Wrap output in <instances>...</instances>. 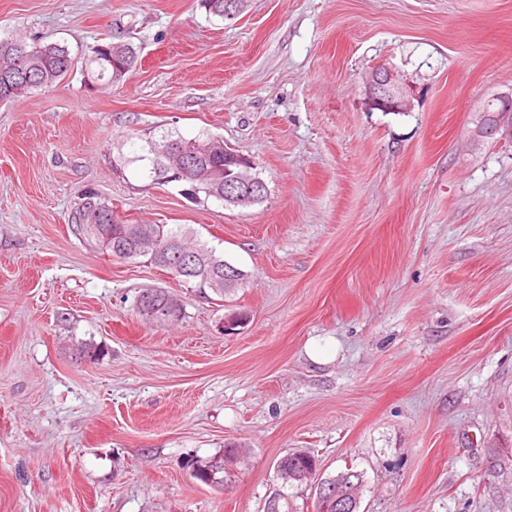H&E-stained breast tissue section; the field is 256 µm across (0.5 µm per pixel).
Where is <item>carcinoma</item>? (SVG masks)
Here are the masks:
<instances>
[{
    "mask_svg": "<svg viewBox=\"0 0 512 512\" xmlns=\"http://www.w3.org/2000/svg\"><path fill=\"white\" fill-rule=\"evenodd\" d=\"M108 51H96L95 55L84 56V78L87 84L112 86L122 81L136 68L138 47L130 34L116 36V39L102 43ZM74 67V56L65 45L57 42L29 41L24 37L4 40L0 46V102H11L34 89L48 87L68 75ZM142 144L134 151V156L124 160V166L139 164L140 175L153 184L165 177L171 157L159 153L164 146L172 157L177 156L180 147L189 143L217 142V145L204 156L203 167L218 170L237 171L235 154L224 153V140L209 133H201L193 138H185L179 133L164 129L141 138ZM170 182L179 188L180 195L193 203H201L212 198L209 180L198 176L195 171L186 176H174ZM75 233L93 242L108 255L122 260L145 258L152 265L164 268L186 282L204 291L210 290L222 298L232 289L224 287V269L231 262L207 244L194 238L193 233L173 224H127L114 215L112 203L98 193L88 190L84 201L72 215ZM172 254L180 249L194 252L197 265L186 272L172 264L157 263L149 256L152 250ZM137 312L156 323H168L182 314V305L167 291L153 288L139 293L135 302ZM238 450L226 448L194 467V476L210 485L224 484L226 469L237 461ZM319 469L318 460L302 451L289 452L277 463V475L284 473L305 474ZM338 494L359 512L363 494V479L358 472L349 476L329 477ZM309 482L288 483L282 488L283 496L277 508L264 512H296L295 495L291 489L306 487Z\"/></svg>",
    "mask_w": 512,
    "mask_h": 512,
    "instance_id": "cac0c4a2",
    "label": "carcinoma"
}]
</instances>
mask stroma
Here are the masks:
<instances>
[{
    "mask_svg": "<svg viewBox=\"0 0 512 512\" xmlns=\"http://www.w3.org/2000/svg\"><path fill=\"white\" fill-rule=\"evenodd\" d=\"M121 26L142 59L124 82L77 64L0 103V512H263L293 450L361 472V512H512V142L472 137L512 91V0H248L231 20L0 0V38L77 54ZM379 65L412 111L369 106ZM159 128L222 136L262 201L194 204L122 169ZM90 189L123 222L189 228L240 287L206 297L83 242ZM145 288L182 319H143ZM228 447L223 485L198 480ZM146 297L150 303H153L152 309L145 307ZM135 308L142 317H146L156 323H168L178 320L182 314L181 303L167 291L158 288L140 292L135 302ZM164 308L168 310V313L163 311Z\"/></svg>",
    "mask_w": 512,
    "mask_h": 512,
    "instance_id": "obj_1",
    "label": "stroma"
}]
</instances>
